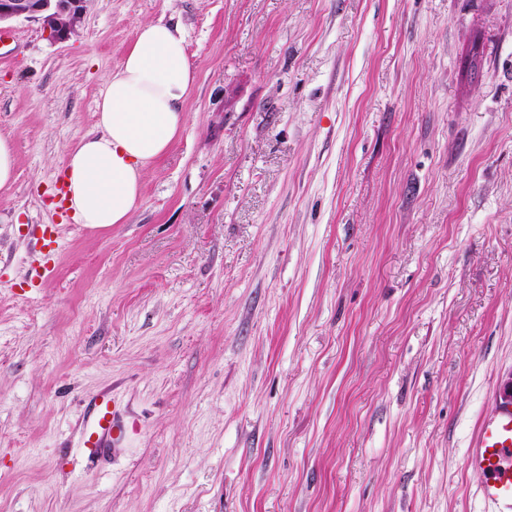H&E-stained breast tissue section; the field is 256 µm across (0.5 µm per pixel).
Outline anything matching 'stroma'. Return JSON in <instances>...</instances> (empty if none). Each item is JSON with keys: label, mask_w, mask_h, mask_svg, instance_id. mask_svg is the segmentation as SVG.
Returning a JSON list of instances; mask_svg holds the SVG:
<instances>
[{"label": "stroma", "mask_w": 512, "mask_h": 512, "mask_svg": "<svg viewBox=\"0 0 512 512\" xmlns=\"http://www.w3.org/2000/svg\"><path fill=\"white\" fill-rule=\"evenodd\" d=\"M158 19L187 122L128 223L60 219ZM0 30V512H487L465 454L512 387V0H88L67 41ZM102 393L127 434L90 458ZM17 158L13 141L0 135V192H9L16 181Z\"/></svg>", "instance_id": "obj_1"}]
</instances>
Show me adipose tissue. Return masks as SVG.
<instances>
[{"mask_svg":"<svg viewBox=\"0 0 512 512\" xmlns=\"http://www.w3.org/2000/svg\"><path fill=\"white\" fill-rule=\"evenodd\" d=\"M196 82L180 26L141 24L119 67L103 81L95 132L83 136L63 164L78 223L106 228L128 222L149 170L186 123Z\"/></svg>","mask_w":512,"mask_h":512,"instance_id":"ef3b65f1","label":"adipose tissue"}]
</instances>
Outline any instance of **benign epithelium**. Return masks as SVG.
Returning a JSON list of instances; mask_svg holds the SVG:
<instances>
[{
    "instance_id": "obj_1",
    "label": "benign epithelium",
    "mask_w": 512,
    "mask_h": 512,
    "mask_svg": "<svg viewBox=\"0 0 512 512\" xmlns=\"http://www.w3.org/2000/svg\"><path fill=\"white\" fill-rule=\"evenodd\" d=\"M86 11V0H0V24L25 18L41 24L49 38L62 42L74 34Z\"/></svg>"
}]
</instances>
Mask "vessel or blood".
<instances>
[{"mask_svg": "<svg viewBox=\"0 0 512 512\" xmlns=\"http://www.w3.org/2000/svg\"><path fill=\"white\" fill-rule=\"evenodd\" d=\"M126 422L111 408L107 396H98L84 426L83 446L90 454L119 444ZM466 466L482 477L478 493L492 512H512V397L500 395L483 418L466 452Z\"/></svg>", "mask_w": 512, "mask_h": 512, "instance_id": "1", "label": "vessel or blood"}]
</instances>
